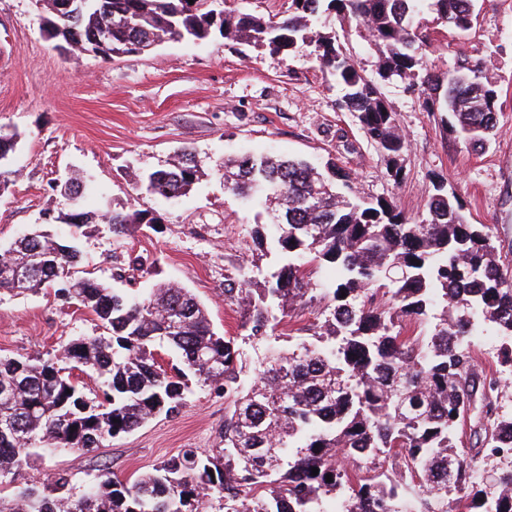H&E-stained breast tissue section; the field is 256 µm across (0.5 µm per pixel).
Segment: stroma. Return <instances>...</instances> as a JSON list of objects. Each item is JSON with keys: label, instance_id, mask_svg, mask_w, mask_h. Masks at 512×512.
Wrapping results in <instances>:
<instances>
[{"label": "stroma", "instance_id": "35a3bbf8", "mask_svg": "<svg viewBox=\"0 0 512 512\" xmlns=\"http://www.w3.org/2000/svg\"><path fill=\"white\" fill-rule=\"evenodd\" d=\"M42 13L38 0H0V131L20 135L5 163L12 176L0 192V248L47 212L70 209L51 187L58 178H81L88 208L153 210L156 227L135 226L121 237L104 221L85 226L80 275L115 288H189L215 330L236 337L247 371L265 348L250 339L242 309L224 290L269 269L277 254L254 241L267 216L225 191V159L277 154L319 169L333 162L361 196L394 199L415 222L426 218L433 183L442 180L471 223L490 227L500 263L512 268V0H475L472 29L460 35L441 28L427 53L429 69L441 75L454 74L467 56L492 77L498 119L484 148L456 138L440 113L425 111L420 86L383 84L407 142L398 184L354 113L338 109L342 90L313 66L307 45L285 60L227 46L216 35L105 60L57 48L40 30ZM184 151L199 175L188 194L165 200L133 188L132 172L165 168ZM103 333L93 313L52 290L0 291V356L44 357L73 338ZM224 407L223 393L192 385L179 413L89 451L41 455L0 494L59 474L76 493L102 473L131 479L184 448L210 453L224 445Z\"/></svg>", "mask_w": 512, "mask_h": 512}]
</instances>
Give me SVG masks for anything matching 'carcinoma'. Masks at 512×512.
Wrapping results in <instances>:
<instances>
[{
  "label": "carcinoma",
  "mask_w": 512,
  "mask_h": 512,
  "mask_svg": "<svg viewBox=\"0 0 512 512\" xmlns=\"http://www.w3.org/2000/svg\"><path fill=\"white\" fill-rule=\"evenodd\" d=\"M40 2L43 31L74 51L107 31L94 52L104 60L214 33L286 58L309 44L396 183L406 141L378 82L356 68L336 28L365 34L381 80L420 82L426 107L447 113L455 136L482 147L496 126V90L479 63L466 57L444 79L424 60L438 26L472 28L473 0H286L271 15L225 0H77L72 16L57 13V0ZM197 180L184 155L132 184L173 199ZM224 183L283 218L270 242L266 225L255 230L257 244L279 255L277 267L263 285L245 277L224 294L244 310L251 337L270 343L283 318L320 292L328 303L313 341L270 349L247 382L236 339L214 331L189 289L160 283L139 294L64 277L79 264L84 225L105 216L123 236L133 224L155 223L151 211L81 209L78 223L60 212L55 222L69 227L67 239L29 228L0 251V290L54 287L94 313L106 335L71 340L61 358L0 359V479L40 451L97 448L173 415L194 382L224 388V447L207 456L186 449L131 481L103 475L77 496L28 484L0 496V512H203L213 501L224 512H328L331 500L339 512H512V413L494 401L512 375V273L495 258L489 227L469 223L440 181L428 219L412 222L394 200L359 195L335 163L319 172L278 156L227 159ZM315 266L337 276L318 289ZM488 326L504 343L495 373L480 379L470 337ZM157 344L180 363L174 372L158 362ZM86 368L99 377L91 394L74 374ZM467 416L477 436L471 447L460 437ZM477 460L492 463L494 484L476 473Z\"/></svg>",
  "instance_id": "carcinoma-1"
}]
</instances>
